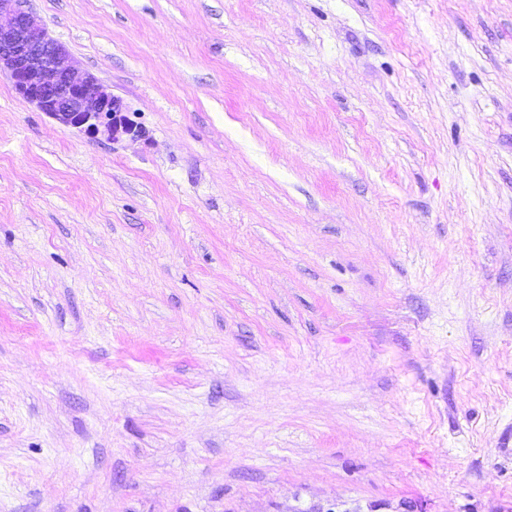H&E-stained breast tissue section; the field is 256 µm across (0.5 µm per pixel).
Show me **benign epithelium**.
<instances>
[{"label": "benign epithelium", "mask_w": 512, "mask_h": 512, "mask_svg": "<svg viewBox=\"0 0 512 512\" xmlns=\"http://www.w3.org/2000/svg\"><path fill=\"white\" fill-rule=\"evenodd\" d=\"M20 3L0 0V76L39 111L93 138L145 137L124 101L80 70L66 47Z\"/></svg>", "instance_id": "benign-epithelium-1"}]
</instances>
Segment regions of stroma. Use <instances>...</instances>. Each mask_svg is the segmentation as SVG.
I'll return each instance as SVG.
<instances>
[{"label": "stroma", "mask_w": 512, "mask_h": 512, "mask_svg": "<svg viewBox=\"0 0 512 512\" xmlns=\"http://www.w3.org/2000/svg\"><path fill=\"white\" fill-rule=\"evenodd\" d=\"M146 131L0 77V512H512V0H24Z\"/></svg>", "instance_id": "stroma-1"}]
</instances>
